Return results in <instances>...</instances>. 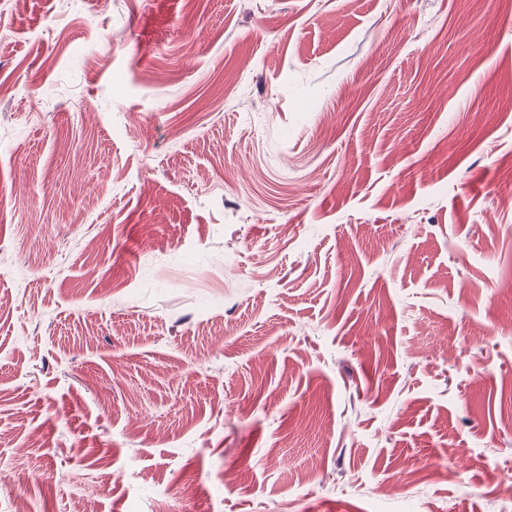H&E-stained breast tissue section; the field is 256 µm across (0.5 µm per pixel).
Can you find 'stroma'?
Returning a JSON list of instances; mask_svg holds the SVG:
<instances>
[{
  "instance_id": "35a3bbf8",
  "label": "stroma",
  "mask_w": 512,
  "mask_h": 512,
  "mask_svg": "<svg viewBox=\"0 0 512 512\" xmlns=\"http://www.w3.org/2000/svg\"><path fill=\"white\" fill-rule=\"evenodd\" d=\"M512 0L0 5V512H512Z\"/></svg>"
}]
</instances>
